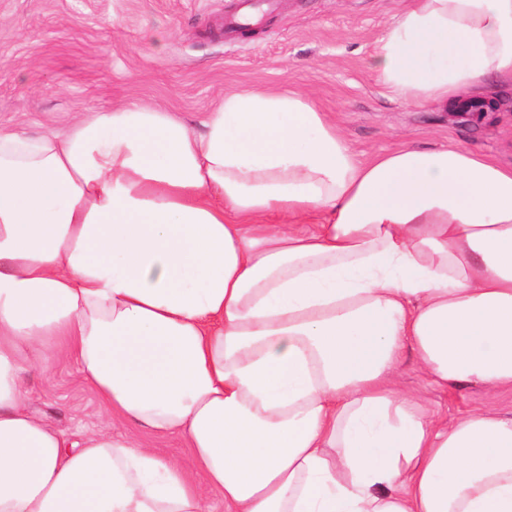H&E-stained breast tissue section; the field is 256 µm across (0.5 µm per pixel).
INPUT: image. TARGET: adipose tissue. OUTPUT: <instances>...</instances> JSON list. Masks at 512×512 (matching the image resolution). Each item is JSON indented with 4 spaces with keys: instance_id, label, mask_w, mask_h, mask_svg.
Here are the masks:
<instances>
[{
    "instance_id": "obj_1",
    "label": "adipose tissue",
    "mask_w": 512,
    "mask_h": 512,
    "mask_svg": "<svg viewBox=\"0 0 512 512\" xmlns=\"http://www.w3.org/2000/svg\"><path fill=\"white\" fill-rule=\"evenodd\" d=\"M407 105L512 82V0H406L366 62ZM65 346L188 473L68 438L26 376ZM512 168L455 145L356 158L297 92H229L192 131L129 103L64 137L0 125V512H512ZM400 372L403 386L414 392L426 407L448 417V420L478 408L512 415V390L490 392L476 384L442 389L410 356L403 362ZM130 438L141 441L147 448H155L160 454L173 458L184 467H191L190 449L177 436H156L141 432L133 426H127L123 430Z\"/></svg>"
}]
</instances>
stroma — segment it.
Instances as JSON below:
<instances>
[{"instance_id": "35a3bbf8", "label": "stroma", "mask_w": 512, "mask_h": 512, "mask_svg": "<svg viewBox=\"0 0 512 512\" xmlns=\"http://www.w3.org/2000/svg\"><path fill=\"white\" fill-rule=\"evenodd\" d=\"M405 0H274L256 35L224 33L243 0H0V124L62 135L89 110L129 101L157 106L193 130L225 92H302L363 159L408 144H460L512 167V86L498 111L469 123L433 104L407 107L368 72L373 42ZM401 382L453 418L473 409L512 415V390L435 385L414 358ZM32 408L69 436L112 419L65 348L27 375Z\"/></svg>"}]
</instances>
